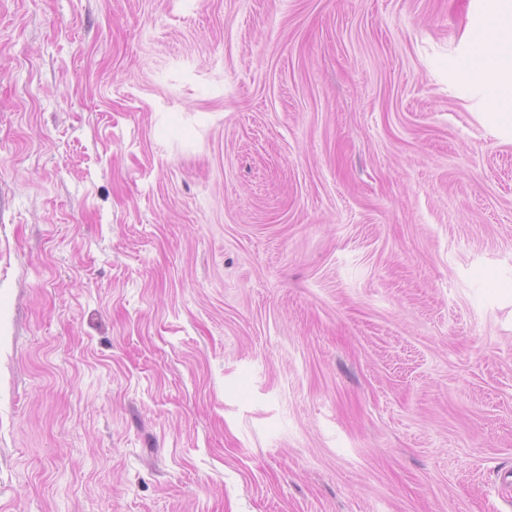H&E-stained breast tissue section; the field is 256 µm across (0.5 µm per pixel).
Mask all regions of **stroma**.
<instances>
[{
    "label": "stroma",
    "mask_w": 512,
    "mask_h": 512,
    "mask_svg": "<svg viewBox=\"0 0 512 512\" xmlns=\"http://www.w3.org/2000/svg\"><path fill=\"white\" fill-rule=\"evenodd\" d=\"M512 0H0V512H512Z\"/></svg>",
    "instance_id": "stroma-1"
}]
</instances>
